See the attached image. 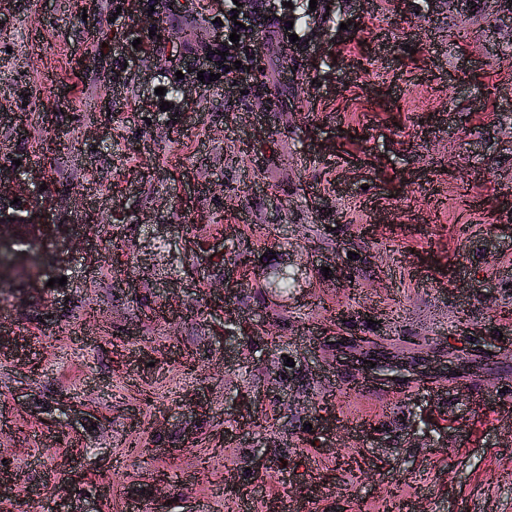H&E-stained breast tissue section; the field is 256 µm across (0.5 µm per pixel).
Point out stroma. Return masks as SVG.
<instances>
[{
    "mask_svg": "<svg viewBox=\"0 0 512 512\" xmlns=\"http://www.w3.org/2000/svg\"><path fill=\"white\" fill-rule=\"evenodd\" d=\"M122 2L0 0V164L61 227L0 295L22 353L0 357V512H56L70 486L98 512H512V21L487 32L495 0H316L293 47L260 31L237 88L151 112L148 13ZM221 6L175 0L156 64ZM266 254L307 263L305 288L214 310L215 257ZM252 312L322 362L283 395L271 350L224 363ZM370 353L367 394L325 403ZM320 416L332 438L304 431ZM267 421L263 484L232 495Z\"/></svg>",
    "mask_w": 512,
    "mask_h": 512,
    "instance_id": "1",
    "label": "stroma"
}]
</instances>
